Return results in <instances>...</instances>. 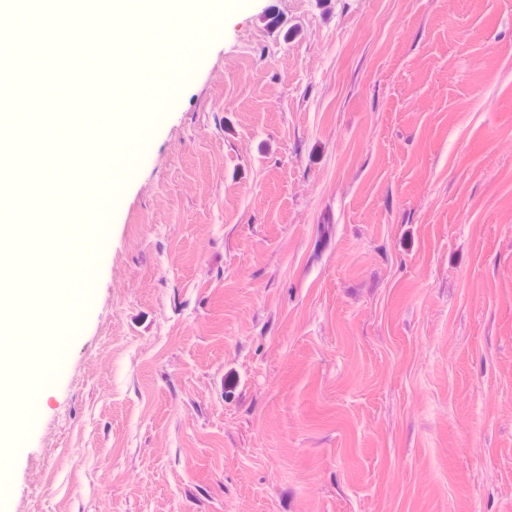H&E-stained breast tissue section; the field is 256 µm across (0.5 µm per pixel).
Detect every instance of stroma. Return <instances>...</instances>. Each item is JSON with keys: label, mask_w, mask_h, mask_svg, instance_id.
Listing matches in <instances>:
<instances>
[{"label": "stroma", "mask_w": 512, "mask_h": 512, "mask_svg": "<svg viewBox=\"0 0 512 512\" xmlns=\"http://www.w3.org/2000/svg\"><path fill=\"white\" fill-rule=\"evenodd\" d=\"M175 20L0 512H512V0Z\"/></svg>", "instance_id": "stroma-1"}]
</instances>
